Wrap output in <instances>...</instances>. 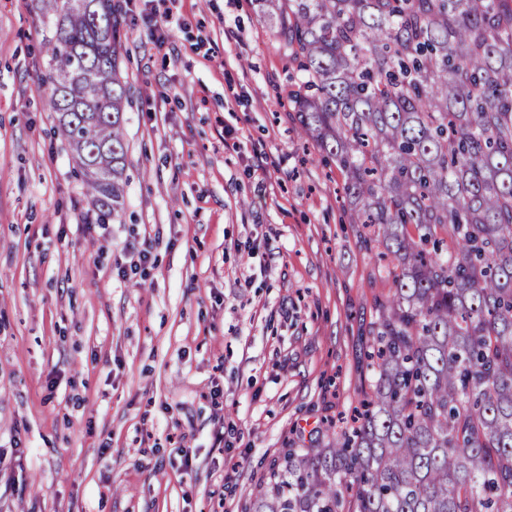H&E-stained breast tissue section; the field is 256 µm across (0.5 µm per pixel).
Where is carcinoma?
I'll return each instance as SVG.
<instances>
[{
  "instance_id": "cac0c4a2",
  "label": "carcinoma",
  "mask_w": 512,
  "mask_h": 512,
  "mask_svg": "<svg viewBox=\"0 0 512 512\" xmlns=\"http://www.w3.org/2000/svg\"><path fill=\"white\" fill-rule=\"evenodd\" d=\"M58 1L46 106L104 224L124 205L120 21ZM256 2L393 288L359 426L288 454L251 512H512V0Z\"/></svg>"
}]
</instances>
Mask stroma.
Returning a JSON list of instances; mask_svg holds the SVG:
<instances>
[{"label": "stroma", "instance_id": "stroma-1", "mask_svg": "<svg viewBox=\"0 0 512 512\" xmlns=\"http://www.w3.org/2000/svg\"><path fill=\"white\" fill-rule=\"evenodd\" d=\"M114 2L125 205L100 224L45 107L55 16L0 0V512H247L369 390L391 282L254 0Z\"/></svg>", "mask_w": 512, "mask_h": 512}]
</instances>
